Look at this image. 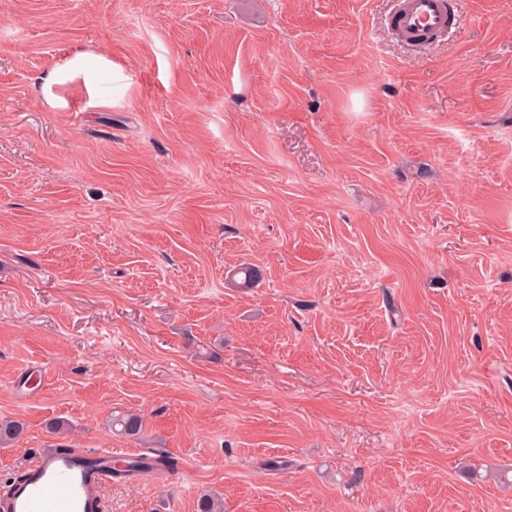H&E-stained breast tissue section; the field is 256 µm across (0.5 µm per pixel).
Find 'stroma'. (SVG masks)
<instances>
[{
  "instance_id": "stroma-1",
  "label": "stroma",
  "mask_w": 512,
  "mask_h": 512,
  "mask_svg": "<svg viewBox=\"0 0 512 512\" xmlns=\"http://www.w3.org/2000/svg\"><path fill=\"white\" fill-rule=\"evenodd\" d=\"M391 6L0 0V494L71 444L170 461L108 512H512V0ZM76 47L111 107L45 105ZM457 6V0H397L389 27L405 44L421 45L450 31Z\"/></svg>"
}]
</instances>
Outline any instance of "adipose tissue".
<instances>
[{
	"label": "adipose tissue",
	"mask_w": 512,
	"mask_h": 512,
	"mask_svg": "<svg viewBox=\"0 0 512 512\" xmlns=\"http://www.w3.org/2000/svg\"><path fill=\"white\" fill-rule=\"evenodd\" d=\"M112 62L105 57H92L88 51L77 48L72 50L62 61L53 69L48 71L42 79L41 94L45 104L53 110L68 109V101L57 94L54 89L56 86L73 81L79 78L86 79L88 86L86 95L81 103L82 109L94 110L106 103L99 90L90 85L89 79L93 71H111Z\"/></svg>",
	"instance_id": "ef3b65f1"
}]
</instances>
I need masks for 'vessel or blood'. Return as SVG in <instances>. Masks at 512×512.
<instances>
[{"label": "vessel or blood", "mask_w": 512, "mask_h": 512, "mask_svg": "<svg viewBox=\"0 0 512 512\" xmlns=\"http://www.w3.org/2000/svg\"><path fill=\"white\" fill-rule=\"evenodd\" d=\"M457 0H396L390 29L414 46L449 32L457 16ZM108 450L47 452L38 457L26 480L14 484L0 512H105L98 485L107 471H90L87 460L111 458Z\"/></svg>", "instance_id": "obj_1"}]
</instances>
